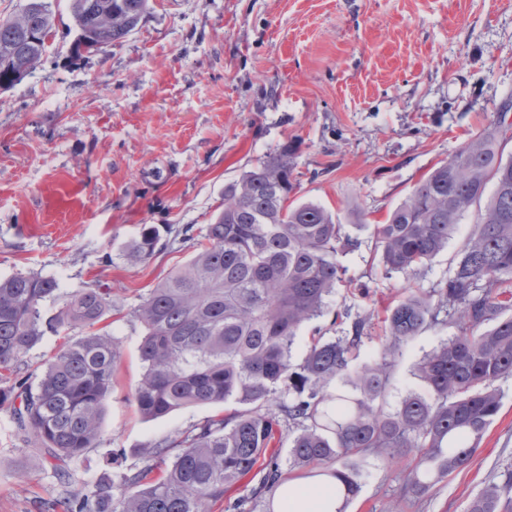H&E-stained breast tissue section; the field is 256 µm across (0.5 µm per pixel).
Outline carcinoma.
I'll return each instance as SVG.
<instances>
[{
  "instance_id": "carcinoma-1",
  "label": "carcinoma",
  "mask_w": 512,
  "mask_h": 512,
  "mask_svg": "<svg viewBox=\"0 0 512 512\" xmlns=\"http://www.w3.org/2000/svg\"><path fill=\"white\" fill-rule=\"evenodd\" d=\"M103 0H70L74 26L94 25ZM152 9L150 0H112V24L95 31L96 52L122 43ZM52 0H24L0 20V54L39 64L53 36ZM40 31L46 42L29 36ZM512 104L476 138L440 161L374 227V251L386 274L414 273L448 246L469 209L478 211L448 278L411 291L387 309V340L372 363L358 365L371 318L351 315L343 336L319 332L292 362L300 326L324 314L345 270L339 253L358 247L333 214L314 202L288 203L296 189L288 149L260 160L224 186V209L207 225L208 245L150 290L133 311L145 329L142 374L133 393L148 420L201 404L239 409L142 449L143 466L104 477L94 490H70L59 469L55 505L63 512H244L233 498L255 468L263 484L282 483L281 425H288V474L319 469L336 491V512L361 488L373 455L416 453L398 503L408 504L468 466L501 407L495 382L512 377ZM162 249L159 228H143L127 258L142 263ZM61 303L51 315L45 302ZM112 288L62 292L38 274L0 278V407L36 448L64 462L96 447L112 392L118 350L95 327L112 312ZM451 322L456 333L417 365L424 393L410 391L387 408L393 359L427 326ZM63 336L36 385L18 378L47 332ZM342 380L354 393L331 390ZM343 465L336 466L337 461ZM468 512H512V467L474 498Z\"/></svg>"
}]
</instances>
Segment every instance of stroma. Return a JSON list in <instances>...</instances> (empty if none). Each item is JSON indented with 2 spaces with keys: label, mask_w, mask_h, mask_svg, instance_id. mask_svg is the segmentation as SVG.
<instances>
[{
  "label": "stroma",
  "mask_w": 512,
  "mask_h": 512,
  "mask_svg": "<svg viewBox=\"0 0 512 512\" xmlns=\"http://www.w3.org/2000/svg\"><path fill=\"white\" fill-rule=\"evenodd\" d=\"M151 13L111 50L74 57L69 0H54L56 35L43 62L0 92V277L38 273L71 292L108 284L117 341L116 381L102 437L57 464L26 445L0 408V512H58L57 468L90 490L120 480L141 450L234 402L142 419L132 394L144 328L133 311L150 288L193 255L165 235L145 263L126 252L143 226L191 227L202 238L224 207V186L289 148L295 201L330 210L359 248L339 254L342 282L325 314L302 326L293 362L316 329L341 336L344 304L384 310L447 277L476 217L414 274H385L374 227L441 160L512 101V0H153ZM422 331L396 355L388 406L422 390L419 360L453 336ZM501 409L470 464L402 512H467L512 464V377L497 381ZM414 453L372 456L346 512H388Z\"/></svg>",
  "instance_id": "obj_1"
}]
</instances>
